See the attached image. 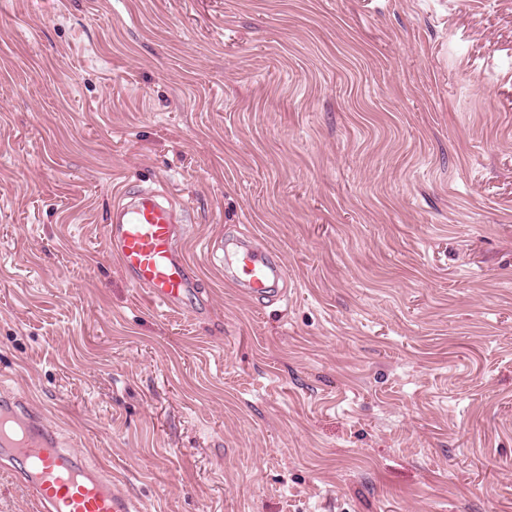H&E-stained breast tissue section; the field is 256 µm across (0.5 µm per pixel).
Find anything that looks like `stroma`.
Segmentation results:
<instances>
[{"label": "stroma", "mask_w": 512, "mask_h": 512, "mask_svg": "<svg viewBox=\"0 0 512 512\" xmlns=\"http://www.w3.org/2000/svg\"><path fill=\"white\" fill-rule=\"evenodd\" d=\"M0 382L144 512H512V0H0ZM174 235L172 209L147 192L132 204L114 205L105 225L108 248L133 286L145 291L155 307L182 312L194 288L173 246ZM231 245V247H229ZM225 253L224 278L247 297L278 295L283 279V265L269 251L257 247L249 238L225 239L220 245Z\"/></svg>", "instance_id": "35a3bbf8"}]
</instances>
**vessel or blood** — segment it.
<instances>
[{"label":"vessel or blood","instance_id":"obj_1","mask_svg":"<svg viewBox=\"0 0 512 512\" xmlns=\"http://www.w3.org/2000/svg\"><path fill=\"white\" fill-rule=\"evenodd\" d=\"M173 211L143 192L134 203L114 205L105 226L109 250L134 287L155 307L182 312L193 290L186 264L173 246ZM224 277L247 297L275 294L285 272L275 255L249 238H232L224 249ZM15 474L38 512H141L139 504L98 468L73 452L32 410L25 396L0 394V467Z\"/></svg>","mask_w":512,"mask_h":512}]
</instances>
